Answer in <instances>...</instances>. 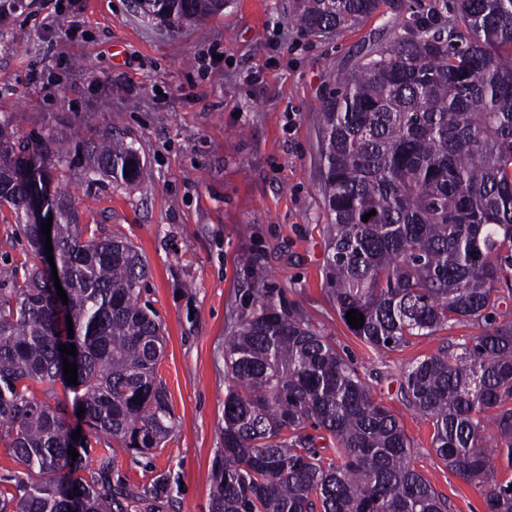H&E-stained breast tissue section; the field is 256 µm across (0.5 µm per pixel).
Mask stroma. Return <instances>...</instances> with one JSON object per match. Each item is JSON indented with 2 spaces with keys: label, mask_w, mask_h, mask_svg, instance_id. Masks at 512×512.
<instances>
[{
  "label": "stroma",
  "mask_w": 512,
  "mask_h": 512,
  "mask_svg": "<svg viewBox=\"0 0 512 512\" xmlns=\"http://www.w3.org/2000/svg\"><path fill=\"white\" fill-rule=\"evenodd\" d=\"M0 17V127L11 140L59 142L53 183L83 224L131 242L150 274L141 298L166 336L158 375L176 429L148 456L115 449L110 478L138 489L131 512H210L224 425V336L248 307L251 269L345 348L404 426L414 466L450 512H486L431 447V428L401 387L412 362L475 336L453 324L380 354L339 318L324 276L323 101L337 74L396 22L443 0H386L355 29L305 35L292 0H227L221 13L168 33L130 0H15ZM102 130L132 142L147 170L133 185L84 178V142ZM170 491L154 497L156 477Z\"/></svg>",
  "instance_id": "obj_1"
}]
</instances>
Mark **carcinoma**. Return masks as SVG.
Returning a JSON list of instances; mask_svg holds the SVG:
<instances>
[{
  "label": "carcinoma",
  "instance_id": "1",
  "mask_svg": "<svg viewBox=\"0 0 512 512\" xmlns=\"http://www.w3.org/2000/svg\"><path fill=\"white\" fill-rule=\"evenodd\" d=\"M384 0H294L310 35L363 23ZM169 32L220 12L217 0H132ZM390 42L368 45L324 100L321 161L328 292L370 350H395L461 321L488 328L451 342L405 372L409 405L433 428L436 456L480 488L486 512H512V0H457L399 21ZM51 143L16 144L0 131V206L31 249V262L0 268V438L23 470L0 486V512H129L140 500L94 470L75 444L54 395L61 329L73 321L85 444L105 437L148 454L176 428L157 377L161 323L141 285L149 276L129 243L79 224L63 191L50 190ZM130 175H125V171ZM132 143L103 132L85 177L140 181ZM53 211L57 275L69 282L57 308L45 276L39 227L26 220L34 191ZM368 221L362 217L370 211ZM249 308L224 337L223 448L211 512H449L413 465V442L344 351L300 307L285 304L255 271ZM312 427L328 434L341 464L325 460ZM83 470L88 476L81 477ZM82 495H77V492Z\"/></svg>",
  "mask_w": 512,
  "mask_h": 512
}]
</instances>
